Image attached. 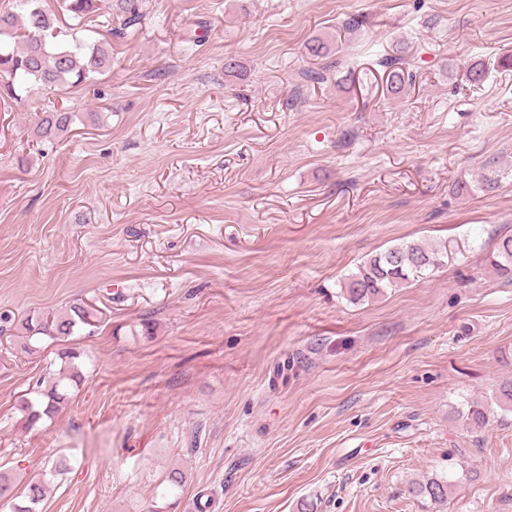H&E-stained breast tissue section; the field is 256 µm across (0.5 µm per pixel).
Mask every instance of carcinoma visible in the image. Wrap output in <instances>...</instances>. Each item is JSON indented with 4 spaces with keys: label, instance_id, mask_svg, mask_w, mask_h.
<instances>
[{
    "label": "carcinoma",
    "instance_id": "1",
    "mask_svg": "<svg viewBox=\"0 0 512 512\" xmlns=\"http://www.w3.org/2000/svg\"><path fill=\"white\" fill-rule=\"evenodd\" d=\"M14 9L0 11V98H16V86L36 85L62 86L78 85L91 80L112 68V46L106 42H84L77 38L65 41L62 32L55 31L57 15L47 0H14ZM127 14L126 23L137 19L138 6L135 0H59L58 8L74 19L105 10L112 13V7ZM388 69L387 90L398 93L405 85V60L396 54L383 60ZM73 113L46 111L37 122L34 135L39 139H54L69 130ZM504 172L488 169L471 182H459L454 186L458 194L475 191L492 192L500 187ZM444 253L419 242L399 243L384 252L372 256L349 275L345 290L350 300L373 299L385 289L397 286L441 264ZM491 268L501 276L512 277V236L501 240L496 253L489 257ZM92 315L88 308L73 303L52 316L25 321L26 338L47 336L54 341L72 336L81 326L90 325ZM58 358L64 364L67 374L43 378L39 381L31 400L20 402V411L28 424L33 425L42 417L56 413L68 398L69 385H78L82 374L74 365L77 353L65 347L58 351ZM57 467L45 468L39 477L31 478L28 492L21 502L16 494L11 477L0 473V501L10 504L11 512H40L39 504L44 497L47 477L54 475ZM418 491L434 501H443L448 495V481L431 479L418 486Z\"/></svg>",
    "mask_w": 512,
    "mask_h": 512
}]
</instances>
